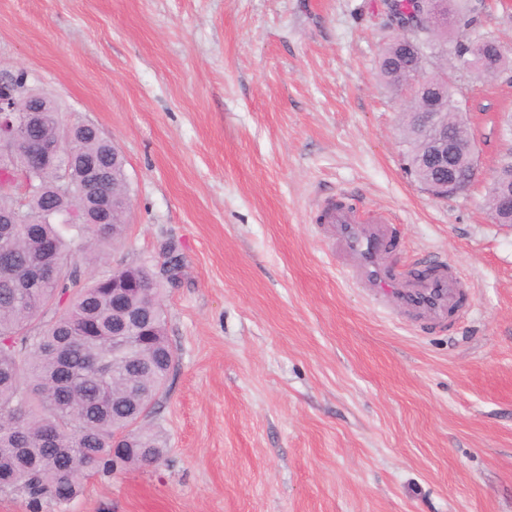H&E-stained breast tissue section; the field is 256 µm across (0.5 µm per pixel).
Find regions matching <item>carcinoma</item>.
I'll list each match as a JSON object with an SVG mask.
<instances>
[{"label":"carcinoma","instance_id":"cac0c4a2","mask_svg":"<svg viewBox=\"0 0 512 512\" xmlns=\"http://www.w3.org/2000/svg\"><path fill=\"white\" fill-rule=\"evenodd\" d=\"M395 29L381 54L379 75L390 86L409 85L421 72L431 82L432 59L452 56L454 66L496 78L511 73L497 40L478 25L483 0H384ZM456 29L465 40L448 45ZM414 95L403 113L410 176L431 183L435 131L417 114ZM437 108L448 113V131L475 145L452 85L440 89ZM34 128L19 131L9 172L30 190L0 188V482L19 487L31 512L68 502L90 473L153 465L167 448L159 427L140 420L159 414L176 353L167 336L164 289L145 265L125 266L92 278L87 267L125 236L128 212H112V193L128 192L123 157L91 127L75 126L62 154L46 161L28 140L57 141L58 106L36 112ZM131 288L130 310L141 325L125 337L126 354L112 359V284ZM112 362L109 375L102 364ZM122 435V452L115 451Z\"/></svg>","mask_w":512,"mask_h":512}]
</instances>
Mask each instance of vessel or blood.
I'll return each mask as SVG.
<instances>
[{
	"label": "vessel or blood",
	"mask_w": 512,
	"mask_h": 512,
	"mask_svg": "<svg viewBox=\"0 0 512 512\" xmlns=\"http://www.w3.org/2000/svg\"><path fill=\"white\" fill-rule=\"evenodd\" d=\"M321 219L333 225L350 259L351 277L373 284L378 300L399 304L431 322L445 321L457 305L463 283L455 270L442 269L423 278L394 273L388 218L364 212L342 198L323 203Z\"/></svg>",
	"instance_id": "b4317fda"
}]
</instances>
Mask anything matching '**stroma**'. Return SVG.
I'll use <instances>...</instances> for the list:
<instances>
[{
  "label": "stroma",
  "instance_id": "stroma-1",
  "mask_svg": "<svg viewBox=\"0 0 512 512\" xmlns=\"http://www.w3.org/2000/svg\"><path fill=\"white\" fill-rule=\"evenodd\" d=\"M479 25L512 59V6ZM393 34L380 0H0V76L125 160L95 273L180 258L164 459L41 512H512V229L484 206L512 86L435 61L479 166L435 196L405 170L411 91L378 75ZM335 195L391 217L402 268L455 266L465 311L374 305L317 221Z\"/></svg>",
  "mask_w": 512,
  "mask_h": 512
}]
</instances>
